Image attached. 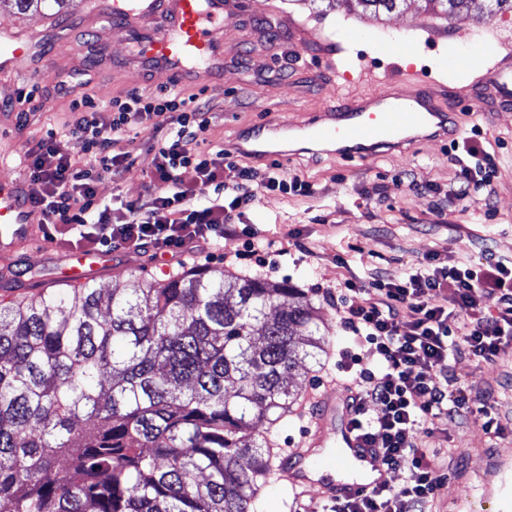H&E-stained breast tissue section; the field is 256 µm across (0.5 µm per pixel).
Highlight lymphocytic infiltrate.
Segmentation results:
<instances>
[{
  "mask_svg": "<svg viewBox=\"0 0 512 512\" xmlns=\"http://www.w3.org/2000/svg\"><path fill=\"white\" fill-rule=\"evenodd\" d=\"M211 109L210 99L176 83L149 96L132 90L102 105L86 96L73 99V120L65 129L72 152L61 151L51 130L19 157L28 172L24 200L49 223L66 225L75 246L149 249L157 257L212 255L237 230L235 219L252 207L247 184L256 172L227 165L223 146L209 144ZM135 125L152 126L160 136L153 192L116 211L99 199L98 184L129 173L132 163L120 143ZM453 161L458 172L451 197L467 201L491 188L496 164L488 147L463 143ZM187 168L213 185V198L194 202L181 179ZM487 297L496 300L491 316L482 310ZM335 303L352 344L341 364L352 395V423L386 465L406 469L407 479L396 490L324 502L322 512H427L438 476L435 453L419 446L418 434L452 398L448 316H464L463 342L474 356H496L502 342L512 339V259L489 253L477 263L379 270L366 281L345 280Z\"/></svg>",
  "mask_w": 512,
  "mask_h": 512,
  "instance_id": "1",
  "label": "lymphocytic infiltrate"
}]
</instances>
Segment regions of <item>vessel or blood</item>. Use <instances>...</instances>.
I'll return each mask as SVG.
<instances>
[{"instance_id": "1", "label": "vessel or blood", "mask_w": 512, "mask_h": 512, "mask_svg": "<svg viewBox=\"0 0 512 512\" xmlns=\"http://www.w3.org/2000/svg\"><path fill=\"white\" fill-rule=\"evenodd\" d=\"M235 9L234 0H101L100 13L131 42L130 58L140 68L168 71L182 82L204 84L224 73V25ZM48 58L40 35L0 23V75L34 71L45 76ZM468 84L462 94L470 111L512 108V46L501 59L473 57ZM355 74L376 86L371 95L344 98L336 106L301 122L298 144L304 149L331 147L348 157H360L380 148L398 149L406 134L415 138L456 140L463 130L453 113L436 102L435 77L411 67L390 63L385 69L363 64ZM283 122L268 118L226 143L231 154L242 153L266 162L287 161L289 153L277 148ZM32 213L24 204L16 181L0 180V250L8 252L31 237ZM304 445L283 451L277 478L293 502H300L309 486L323 499L357 497L384 487L382 466L350 422L349 400L318 394ZM349 458L354 477L338 479L331 470Z\"/></svg>"}]
</instances>
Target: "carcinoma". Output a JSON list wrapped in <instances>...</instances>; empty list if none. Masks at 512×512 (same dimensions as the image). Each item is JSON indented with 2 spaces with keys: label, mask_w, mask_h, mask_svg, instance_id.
<instances>
[{
  "label": "carcinoma",
  "mask_w": 512,
  "mask_h": 512,
  "mask_svg": "<svg viewBox=\"0 0 512 512\" xmlns=\"http://www.w3.org/2000/svg\"><path fill=\"white\" fill-rule=\"evenodd\" d=\"M478 1L512 14V0H421L450 19ZM406 2L328 0L375 19ZM322 326L299 288L198 269L0 303V512H257L276 454L239 433L290 413Z\"/></svg>",
  "instance_id": "carcinoma-1"
}]
</instances>
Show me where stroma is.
<instances>
[{
  "label": "stroma",
  "mask_w": 512,
  "mask_h": 512,
  "mask_svg": "<svg viewBox=\"0 0 512 512\" xmlns=\"http://www.w3.org/2000/svg\"><path fill=\"white\" fill-rule=\"evenodd\" d=\"M92 9L93 0H76L57 15L0 10V22L45 33L59 44L54 74L38 83L35 100L18 101L19 91L33 83L28 74L0 86V155L5 158L0 178L27 185L18 156L27 143L70 122V98L105 102L131 89L154 94L170 85L164 72L149 74L129 64L125 38ZM237 9L238 16L224 28L223 81L204 89L185 86L189 93L206 92L213 104L210 143L231 141L270 113L300 122L339 98L369 94L370 86L353 78L359 62L382 67L389 62L385 49L406 48L418 55L416 69L442 75L448 91L439 99L441 107L456 114L464 131L479 128L480 142L491 143L497 163L492 196L459 202L440 198L457 172L447 141L416 139L405 150L379 149L360 158L297 152L283 172L307 181L309 195L270 191L261 176L248 184L254 205L242 222L283 244L287 253L278 257L276 267L239 259L241 235L225 237L223 253L206 261L112 248L99 258L98 270L88 276L99 288L141 276L161 283L198 267L214 275L231 271L302 289L328 330L326 352L319 365L297 376L301 397L292 414L273 426L253 420L244 433L249 440L267 434L276 448H294L304 440L314 396L335 377L338 352L349 345L329 292L377 267L397 272L432 258L442 264L477 262L489 250L512 257V111H469L459 93L466 73L448 65L449 57L464 59L475 52L500 58L498 41L512 39V16L490 17L476 10L446 19L424 11L418 0L378 20L357 8L328 7L325 0H240ZM332 53L339 61L335 71L326 64ZM156 141L145 126L126 132L123 144L132 169L122 182L106 178L99 183L105 203L118 206L147 198ZM407 170L414 174L413 183L401 178ZM32 226L30 241L0 253V271L9 277L7 287H0V300L38 293L59 279L68 243L47 236L41 215H34ZM451 365L462 408L453 416L438 415L419 435L422 447L437 451L440 481L430 512H512V343L502 344L489 361L459 348ZM485 401L499 421L498 431L485 430L474 413Z\"/></svg>",
  "instance_id": "stroma-1"
}]
</instances>
